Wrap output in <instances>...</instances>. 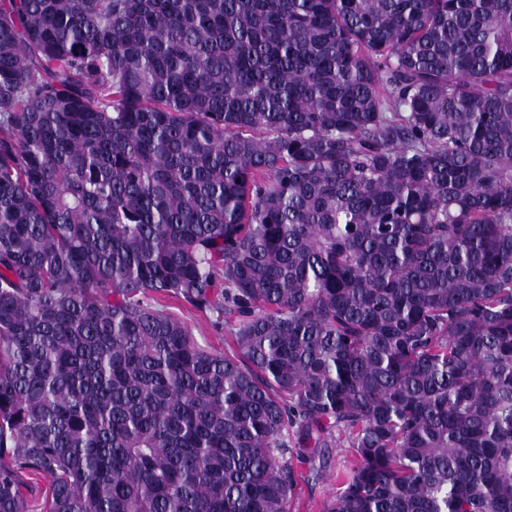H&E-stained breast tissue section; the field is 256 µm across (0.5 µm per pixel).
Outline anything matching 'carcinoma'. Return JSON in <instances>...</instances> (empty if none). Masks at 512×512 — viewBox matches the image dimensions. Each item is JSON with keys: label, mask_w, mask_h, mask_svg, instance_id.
<instances>
[{"label": "carcinoma", "mask_w": 512, "mask_h": 512, "mask_svg": "<svg viewBox=\"0 0 512 512\" xmlns=\"http://www.w3.org/2000/svg\"><path fill=\"white\" fill-rule=\"evenodd\" d=\"M335 447L326 512H512V0H0V512ZM165 309L190 330L196 342L203 348L224 355L228 331L224 318L213 311H202L175 300H162ZM23 481L28 485V490H25L30 495L31 505H34L35 512H43L44 502L49 488V478L32 472L24 473ZM41 510V511H39Z\"/></svg>", "instance_id": "obj_1"}]
</instances>
